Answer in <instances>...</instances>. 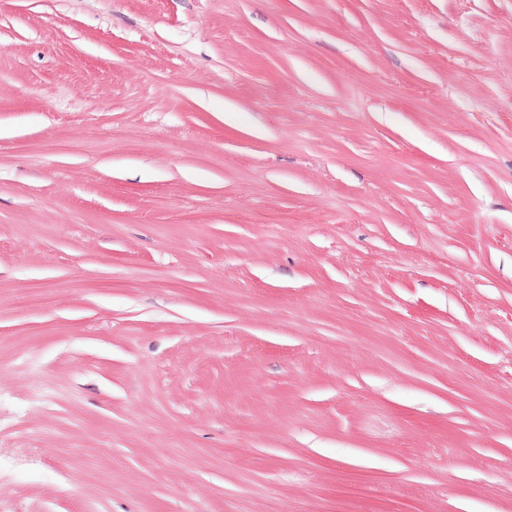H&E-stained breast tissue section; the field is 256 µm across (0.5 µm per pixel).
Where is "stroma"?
I'll return each mask as SVG.
<instances>
[{"label":"stroma","instance_id":"stroma-1","mask_svg":"<svg viewBox=\"0 0 512 512\" xmlns=\"http://www.w3.org/2000/svg\"><path fill=\"white\" fill-rule=\"evenodd\" d=\"M0 512H512V0H0Z\"/></svg>","mask_w":512,"mask_h":512}]
</instances>
